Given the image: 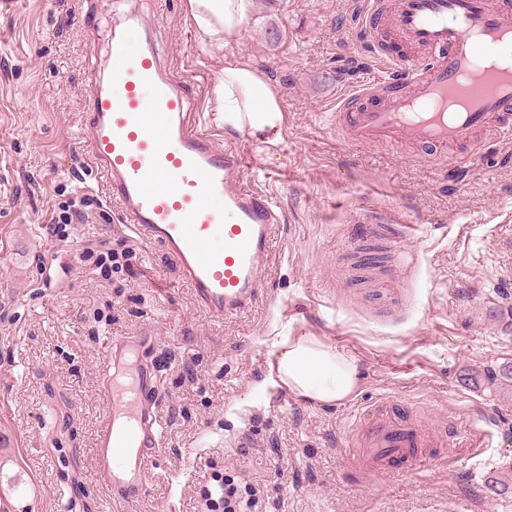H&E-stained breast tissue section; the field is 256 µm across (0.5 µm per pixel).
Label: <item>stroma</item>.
<instances>
[{
  "instance_id": "obj_1",
  "label": "stroma",
  "mask_w": 512,
  "mask_h": 512,
  "mask_svg": "<svg viewBox=\"0 0 512 512\" xmlns=\"http://www.w3.org/2000/svg\"><path fill=\"white\" fill-rule=\"evenodd\" d=\"M134 8L200 125L225 53L281 94L271 143L216 130L279 206L263 294L238 317L209 318L172 259L128 238L110 205L57 236L51 211L101 196L81 145L89 91L111 77L90 44L112 0H0V512H207L204 490L237 471L277 512H512V141L483 136L478 159L454 165L408 141H346L336 97L377 72L357 0H255L224 51L201 44L187 0ZM393 209L399 223H381ZM101 240L131 251L107 280L80 258ZM54 253L71 258L61 280L45 276ZM288 335L353 357L354 394L328 406L265 386ZM122 336L147 341L164 431L144 494L116 503L94 448L100 374ZM381 399L423 430L453 428L412 475L359 466L356 424Z\"/></svg>"
}]
</instances>
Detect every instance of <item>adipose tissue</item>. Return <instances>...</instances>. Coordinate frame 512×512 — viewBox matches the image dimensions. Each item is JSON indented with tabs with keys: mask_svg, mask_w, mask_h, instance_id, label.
<instances>
[{
	"mask_svg": "<svg viewBox=\"0 0 512 512\" xmlns=\"http://www.w3.org/2000/svg\"><path fill=\"white\" fill-rule=\"evenodd\" d=\"M202 41L228 48L253 9V0H188ZM218 122L255 136L277 131L284 107L278 89L251 61L228 54L219 77ZM270 382L295 397L338 404L357 389L356 360L308 336H288L276 344Z\"/></svg>",
	"mask_w": 512,
	"mask_h": 512,
	"instance_id": "ef3b65f1",
	"label": "adipose tissue"
}]
</instances>
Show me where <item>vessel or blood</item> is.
<instances>
[{
  "mask_svg": "<svg viewBox=\"0 0 512 512\" xmlns=\"http://www.w3.org/2000/svg\"><path fill=\"white\" fill-rule=\"evenodd\" d=\"M137 13L108 33L113 80L87 99L84 153L106 203L138 241L162 248L213 319L244 313L258 299L260 265L280 222L277 204L244 184V156L192 126L185 85L157 62L151 38L136 42ZM360 30L382 72L336 104V127L353 144L394 146L409 139L421 156L461 161L482 133L512 135V0H362ZM413 49L383 50L385 38ZM144 341H112L101 374L107 413L96 432L95 465L112 500L144 490L162 446L154 410L155 368L140 361ZM368 475L409 473L437 437L389 401L359 425Z\"/></svg>",
  "mask_w": 512,
  "mask_h": 512,
  "instance_id": "1",
  "label": "vessel or blood"
}]
</instances>
